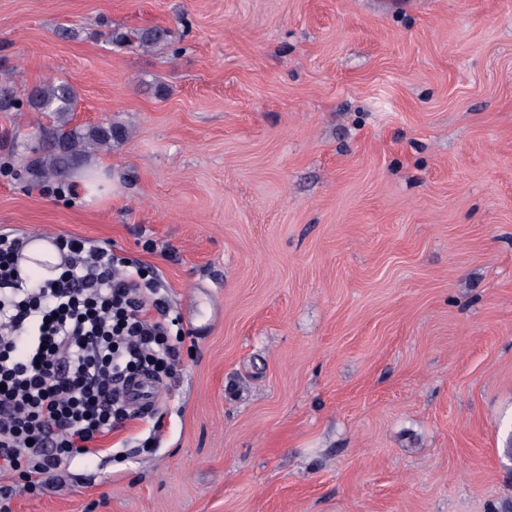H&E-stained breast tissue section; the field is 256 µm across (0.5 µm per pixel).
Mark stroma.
<instances>
[{"instance_id":"35a3bbf8","label":"stroma","mask_w":512,"mask_h":512,"mask_svg":"<svg viewBox=\"0 0 512 512\" xmlns=\"http://www.w3.org/2000/svg\"><path fill=\"white\" fill-rule=\"evenodd\" d=\"M50 77L128 134L61 191L0 111V234L137 262L181 362L10 512H512V0H0ZM169 32L166 29L155 28L142 31H131L130 33L121 35L119 39L126 41H136L141 47H154L157 45L169 44ZM158 395L157 384L143 383L134 385L129 391L130 406L134 411H147L156 404Z\"/></svg>"}]
</instances>
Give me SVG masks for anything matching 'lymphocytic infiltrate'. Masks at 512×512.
<instances>
[{"label":"lymphocytic infiltrate","mask_w":512,"mask_h":512,"mask_svg":"<svg viewBox=\"0 0 512 512\" xmlns=\"http://www.w3.org/2000/svg\"><path fill=\"white\" fill-rule=\"evenodd\" d=\"M53 242L61 261L35 278L23 238L0 235V472L38 493L129 419L126 383L180 362L153 281L111 249Z\"/></svg>","instance_id":"lymphocytic-infiltrate-1"}]
</instances>
